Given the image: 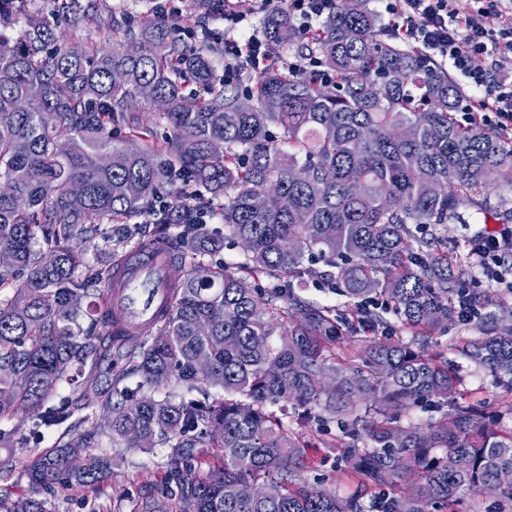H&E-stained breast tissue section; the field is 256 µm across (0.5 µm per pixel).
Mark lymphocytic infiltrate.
Wrapping results in <instances>:
<instances>
[{
  "label": "lymphocytic infiltrate",
  "mask_w": 512,
  "mask_h": 512,
  "mask_svg": "<svg viewBox=\"0 0 512 512\" xmlns=\"http://www.w3.org/2000/svg\"><path fill=\"white\" fill-rule=\"evenodd\" d=\"M337 0H224V79L263 71L276 57L269 39L244 27L256 11L286 9L289 20L307 34L336 10ZM390 34L443 60L468 79L473 91L469 121L512 131V80L503 75L512 66V24L494 29L487 14L499 11L504 0H384Z\"/></svg>",
  "instance_id": "f902f5d3"
}]
</instances>
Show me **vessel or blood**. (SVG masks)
Segmentation results:
<instances>
[{
  "label": "vessel or blood",
  "mask_w": 512,
  "mask_h": 512,
  "mask_svg": "<svg viewBox=\"0 0 512 512\" xmlns=\"http://www.w3.org/2000/svg\"><path fill=\"white\" fill-rule=\"evenodd\" d=\"M165 246L133 249L117 271L112 303L127 318L148 320L153 310L155 288L166 277L168 268L161 262Z\"/></svg>",
  "instance_id": "vessel-or-blood-1"
}]
</instances>
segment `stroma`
<instances>
[{
	"instance_id": "obj_1",
	"label": "stroma",
	"mask_w": 512,
	"mask_h": 512,
	"mask_svg": "<svg viewBox=\"0 0 512 512\" xmlns=\"http://www.w3.org/2000/svg\"><path fill=\"white\" fill-rule=\"evenodd\" d=\"M122 14L132 16L139 25L160 20L152 0H101L96 24L78 30L63 25L59 31L70 39H87L109 45L120 43L124 37L113 29L111 18ZM490 192L494 217L465 209L460 220L438 226L436 233L447 241L448 255L456 268L465 269L460 285L479 296L478 309L486 326L512 328V293L488 280L470 253L471 238L485 226H496L498 214L512 210V175L497 179ZM479 335L476 323L452 321L432 331L428 346L431 352L458 369L466 401L481 403L492 413L512 414V379L498 378L475 367L461 353L463 342ZM269 411L282 420L288 433L313 447L311 461L301 474L303 483L311 487H330L343 496L356 491L357 477L340 460L341 451L336 442L341 430L336 423H294L293 407L285 400L270 405ZM166 462L164 449L151 452L135 449L128 452L125 462L116 467L112 479L94 485H56L42 492L41 498L46 512H142V504L147 500L163 508L164 512H180L177 501L163 493Z\"/></svg>"
}]
</instances>
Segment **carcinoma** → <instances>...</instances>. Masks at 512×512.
<instances>
[{
  "label": "carcinoma",
  "instance_id": "carcinoma-1",
  "mask_svg": "<svg viewBox=\"0 0 512 512\" xmlns=\"http://www.w3.org/2000/svg\"><path fill=\"white\" fill-rule=\"evenodd\" d=\"M29 0H0V447L27 430L59 434L55 446L23 467L32 495L0 512H45L37 495L58 483L93 485L113 475L124 452L146 444L169 449L165 484L180 512H432L470 493L495 488L498 512H512V426L458 400L460 377L425 346L374 341L348 374L327 363L324 344L342 337L335 309L302 301L295 286L327 281L355 302L351 331L384 327L382 312L422 334L456 317L475 295L448 274V244L426 225L482 209L485 190L512 145L480 124H461V95L448 73L423 53L378 39L366 0H338L335 13L305 37L335 82L273 64L247 92L251 108L224 82L207 47L187 45L162 24L137 30L112 19L138 45L131 54L94 43L62 42L55 13L32 14ZM282 41L288 16L264 22ZM125 73L120 85L112 73ZM160 97L152 125L132 111ZM416 127L410 140L391 130ZM281 130L272 135L271 128ZM126 129L138 140L129 153ZM216 142L224 151L212 150ZM307 169L298 181L294 170ZM193 182L224 194L216 224L177 222L160 206L161 185ZM130 183L139 185L135 196ZM80 185L84 198L71 200ZM288 195L286 211L268 208ZM154 222V241L178 245L170 263L185 273L165 284L171 295L150 325L131 330L112 311L113 270ZM243 242L235 270H195L224 240ZM41 245L35 250V245ZM106 260L90 263L89 250ZM336 269L326 274L318 263ZM260 274L279 286L255 288ZM296 322L273 341L275 315ZM88 318L85 326L79 319ZM125 361L105 388L81 396L73 420L56 389L94 370L108 351ZM462 354L494 375L512 377V331L489 332ZM135 387L121 386L129 372ZM182 393L165 391L171 382ZM356 396L364 412L348 411ZM286 399L296 419L342 415V432L363 442L343 458L359 490L295 486L311 446L270 416ZM433 403L445 421L403 424L401 415ZM196 448H218L223 466L192 467ZM242 484L255 488L243 497ZM386 488L366 504L365 493Z\"/></svg>",
  "mask_w": 512,
  "mask_h": 512
}]
</instances>
